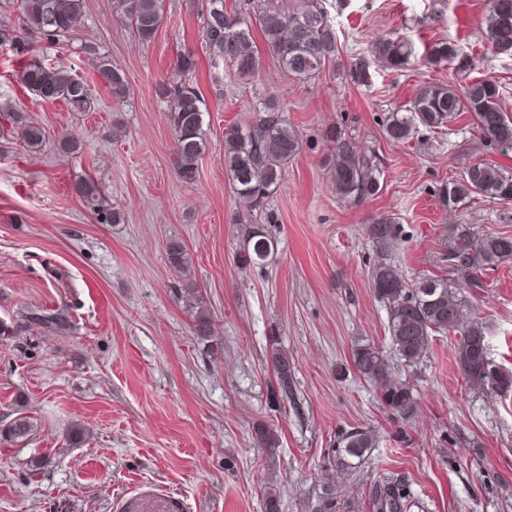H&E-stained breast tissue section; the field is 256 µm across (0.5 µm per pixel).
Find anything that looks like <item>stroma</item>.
Wrapping results in <instances>:
<instances>
[{"mask_svg":"<svg viewBox=\"0 0 512 512\" xmlns=\"http://www.w3.org/2000/svg\"><path fill=\"white\" fill-rule=\"evenodd\" d=\"M115 0H85L63 46L37 41L33 56L63 62L95 99L90 112L42 100L20 81L19 64L0 46V107L28 112L48 134L38 154L0 139V427L17 410L33 417L26 439L0 441V512H264L273 483L282 512H312L323 485L335 512H377L375 483L403 480L410 512H512V390L470 385L455 364L454 340L434 337L414 366L390 344L386 305L370 287L381 262L407 281L447 277L448 228L512 234V202L476 199L443 206L438 190L473 161L512 171V151L485 146L472 115L442 133L419 129L405 144L387 141L391 112L429 83L452 84L446 66L421 57L436 40L475 55L474 76L504 85L512 113V56L487 49L488 0H327L338 52L325 75L301 79L267 61L244 85L203 49L199 0H165V21L139 40ZM408 39L406 69H371L355 84L350 67L375 36ZM192 50V76L208 111V147L196 181L173 167L174 130L156 82ZM107 55L130 87L119 102L92 66ZM276 93L301 150L269 206L266 232L276 247L265 265L241 267L236 249L249 216L224 173V130L249 120L259 97ZM341 127L375 160L380 189L365 200L340 198L327 173L326 127ZM79 141L78 154L57 148ZM94 176L120 224H100L76 196ZM394 218L397 235L379 248L369 226ZM191 254L211 333L195 335L185 281L165 245ZM467 312L486 326L491 360L512 370V264L484 275ZM66 315L57 331L27 322L33 309ZM294 363L291 399L273 397L270 346ZM389 355L392 377L413 391L410 415L382 403L376 384L351 363L355 345ZM273 428L275 454L254 439ZM371 429L376 445L349 470L337 469L339 436ZM83 430V442L72 440Z\"/></svg>","mask_w":512,"mask_h":512,"instance_id":"35a3bbf8","label":"stroma"}]
</instances>
